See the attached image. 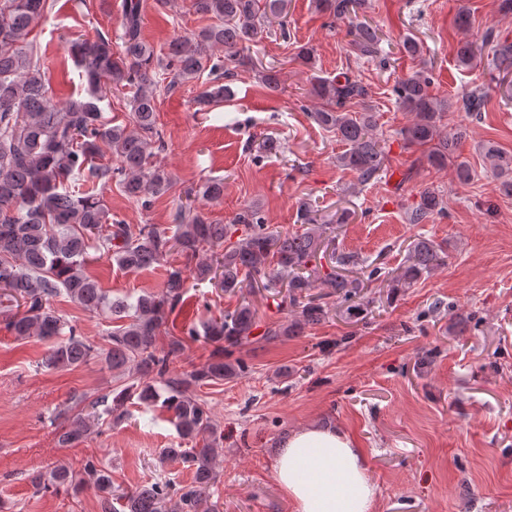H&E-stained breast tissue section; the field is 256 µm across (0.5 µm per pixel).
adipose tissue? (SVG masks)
<instances>
[{"mask_svg":"<svg viewBox=\"0 0 512 512\" xmlns=\"http://www.w3.org/2000/svg\"><path fill=\"white\" fill-rule=\"evenodd\" d=\"M273 474L295 512H372L375 506L362 450L333 424L292 431L274 458Z\"/></svg>","mask_w":512,"mask_h":512,"instance_id":"adipose-tissue-1","label":"adipose tissue"}]
</instances>
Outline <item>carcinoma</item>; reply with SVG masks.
I'll use <instances>...</instances> for the list:
<instances>
[{"label":"carcinoma","instance_id":"obj_1","mask_svg":"<svg viewBox=\"0 0 512 512\" xmlns=\"http://www.w3.org/2000/svg\"><path fill=\"white\" fill-rule=\"evenodd\" d=\"M367 0H319L320 11L336 19H350ZM288 0H192L194 12L217 19L190 39H177L158 53L141 36L140 0H124L122 50L100 34L70 46L75 63L88 84L89 96L52 102L46 88L41 56L29 39L52 9L53 0H0V318L14 336H38L52 341L43 365L70 369L100 357L112 370L128 371V384L112 396L88 401L60 432L59 443L72 445L87 437L106 415L118 423L128 418L127 402L139 403L171 415L181 442L164 448L161 459L181 461L192 472L187 484L155 482L116 493L112 472L94 456L79 469L58 464L48 472L29 475L38 492L77 498L91 487L100 493L102 512H214L210 497L217 483L215 461L222 452L221 437L205 387L224 384L249 373L247 362L233 348L250 341L258 328L255 308L246 301L157 348V338L169 318L184 307L189 289L217 282L226 294H241L254 284L277 296L287 288L288 304L299 305L295 319L271 324L261 334L265 341L300 336L327 317L323 299H348L363 281L343 274L358 266L350 253H338L334 238L325 239L327 225L317 223L312 210L300 211V230L282 234L270 230L258 212L245 209L230 224H209L193 203L179 206L175 225L127 224L112 215L98 191L117 183L130 199L148 208L153 199L172 187L168 173L154 162L164 149L157 127V102L163 92L210 75L200 101L209 103L232 96L234 73L224 61L212 59L210 48L220 46L228 60L240 66L253 60L244 54L263 33L265 23L285 13ZM351 44L362 55L375 52L380 40L375 28L358 24ZM487 66L504 74L512 71V43L490 30ZM131 90L128 120L106 119L99 102L108 93ZM322 108L315 121L336 133L348 150L339 163L367 183L382 171L385 152L374 134L377 113L369 104V90L351 71L316 79L311 88ZM395 94L401 107L413 114L404 128V140L427 148L435 167L455 163L456 177L471 180V170L455 162L464 136L443 132L448 104L429 91V80L416 72L400 81ZM485 94L474 89L461 99L467 113L485 108ZM118 165L102 161L103 147ZM484 157L499 172L512 173V161L492 144ZM206 200L224 195V181L209 179L199 188ZM439 196L425 189L420 201L406 211L410 224H419L441 208ZM107 255L125 271L150 267L166 269L163 289L141 294L135 303L114 300L88 271L91 253ZM329 254V266L317 263ZM178 254L189 270L173 266ZM445 251L432 239L419 238L407 259L395 271L389 287L410 288L443 265ZM64 297L89 312H106L117 321L106 347L83 340L56 308ZM202 341L216 346L204 363L179 371L174 361L187 344Z\"/></svg>","mask_w":512,"mask_h":512}]
</instances>
